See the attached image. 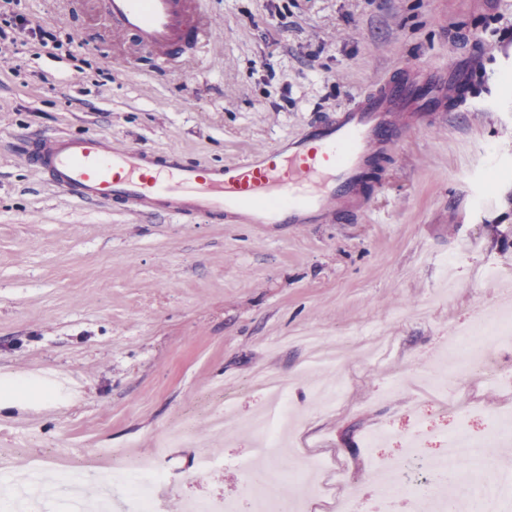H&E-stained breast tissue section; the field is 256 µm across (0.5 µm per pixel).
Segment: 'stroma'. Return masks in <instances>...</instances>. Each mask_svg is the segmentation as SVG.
<instances>
[{
  "mask_svg": "<svg viewBox=\"0 0 512 512\" xmlns=\"http://www.w3.org/2000/svg\"><path fill=\"white\" fill-rule=\"evenodd\" d=\"M212 34L160 71L116 32L106 0H0V28L55 31L56 47L0 43V468L120 471L122 448L159 455L163 512L248 499L242 467L278 375L294 410L283 448L307 444L371 489L419 433L435 456L477 438L512 392L476 385L465 414L438 409L398 369L444 363L457 328L512 310V0H208ZM483 65L449 86L365 184L369 211L325 224H211L89 206L27 163L33 135L100 134L121 148L182 150L221 165L283 146L308 122L400 79V67ZM337 346L340 406L323 411L301 336ZM238 397L223 428L169 436L202 393ZM218 452L193 472L198 448Z\"/></svg>",
  "mask_w": 512,
  "mask_h": 512,
  "instance_id": "1",
  "label": "stroma"
}]
</instances>
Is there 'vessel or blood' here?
I'll return each instance as SVG.
<instances>
[{"mask_svg":"<svg viewBox=\"0 0 512 512\" xmlns=\"http://www.w3.org/2000/svg\"><path fill=\"white\" fill-rule=\"evenodd\" d=\"M204 0H107L120 30L166 66L199 45ZM476 61L404 83L378 85L351 105L307 125L278 149L221 166L190 164L175 149L155 154L116 148L101 135H57L24 145L32 166L79 201L119 202L227 224H322L353 218L363 205L361 176L400 143L405 112H444L445 89L464 81Z\"/></svg>","mask_w":512,"mask_h":512,"instance_id":"1","label":"vessel or blood"}]
</instances>
